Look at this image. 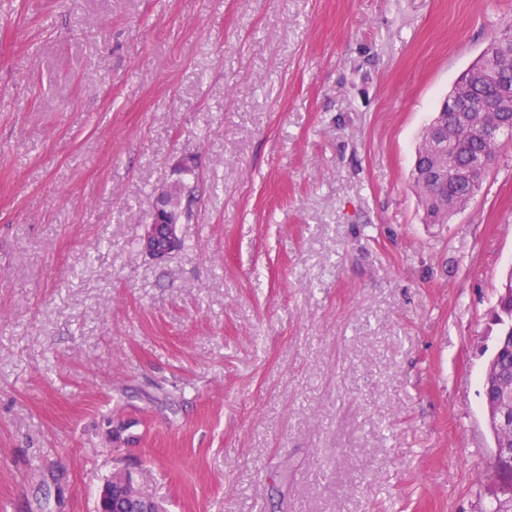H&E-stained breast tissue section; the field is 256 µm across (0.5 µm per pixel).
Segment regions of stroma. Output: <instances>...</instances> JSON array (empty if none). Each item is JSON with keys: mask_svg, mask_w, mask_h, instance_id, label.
Segmentation results:
<instances>
[{"mask_svg": "<svg viewBox=\"0 0 512 512\" xmlns=\"http://www.w3.org/2000/svg\"><path fill=\"white\" fill-rule=\"evenodd\" d=\"M512 0H0V512H487L512 142L423 129ZM193 157L191 172L176 161ZM184 187L181 247L138 240ZM501 100H495L492 103H485L481 125L479 131L481 134L489 137H501L506 135L511 139L512 135V116L511 124L507 119L501 118L502 103L512 97V88L505 83L500 93ZM478 127L472 124L462 127L456 131V142L454 146L455 159L459 166H466L471 160L472 163L464 169H458L457 175L460 179H468L483 168L481 160L489 169L494 161L502 140L497 138H488L482 136ZM441 107L431 122L438 118V113L441 111ZM429 125L426 127L422 135V138H424L422 148L420 149L418 146L411 179L427 222L429 224H445L446 220L451 215H453L454 212L460 209L462 210L468 205L471 199H473V197L480 191L483 181L479 182L475 187H473L468 183H464L458 180L451 172H448V178L446 175L441 184L434 185L422 179L417 174V171L422 173V171H424L428 165L433 167L434 164L428 149V143L431 137V132L428 128ZM447 197L448 203L456 200L463 202V206L461 208H453L448 206V211H444L441 207V202L442 198ZM97 512H166L151 497L136 489L125 474H115L99 492Z\"/></svg>", "mask_w": 512, "mask_h": 512, "instance_id": "stroma-1", "label": "stroma"}]
</instances>
